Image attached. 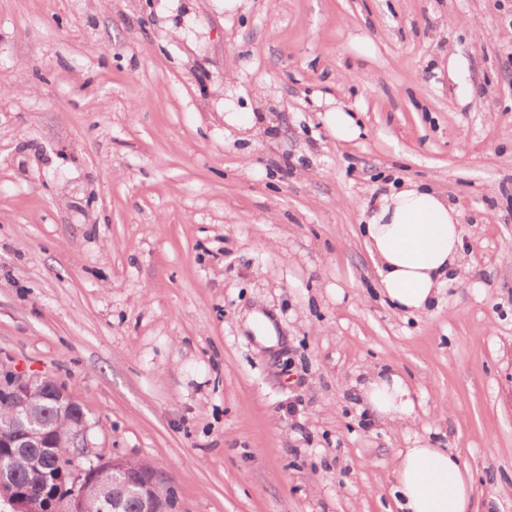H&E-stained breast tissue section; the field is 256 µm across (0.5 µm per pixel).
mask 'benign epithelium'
Here are the masks:
<instances>
[{"instance_id":"obj_1","label":"benign epithelium","mask_w":512,"mask_h":512,"mask_svg":"<svg viewBox=\"0 0 512 512\" xmlns=\"http://www.w3.org/2000/svg\"><path fill=\"white\" fill-rule=\"evenodd\" d=\"M11 386L19 425L0 432V458L25 453L35 461L36 448L51 453L56 460V471L47 476L43 491L47 512H90L82 487L104 480L112 481L120 498L125 491H130L136 498L139 512H159L158 501L169 496V492L165 490L162 474L155 469L135 472L124 460L112 458L100 460L90 469L76 471L73 460L84 455L85 421L71 428L68 439L59 441L44 425L24 423L33 391L42 389L53 401L67 407L73 404L70 391L49 378L17 373L11 376ZM28 497L25 487L13 481L7 472L0 471V506H9L7 512H28Z\"/></svg>"}]
</instances>
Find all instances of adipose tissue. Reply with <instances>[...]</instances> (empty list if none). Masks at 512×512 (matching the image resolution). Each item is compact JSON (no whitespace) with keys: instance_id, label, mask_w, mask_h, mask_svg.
<instances>
[{"instance_id":"1","label":"adipose tissue","mask_w":512,"mask_h":512,"mask_svg":"<svg viewBox=\"0 0 512 512\" xmlns=\"http://www.w3.org/2000/svg\"><path fill=\"white\" fill-rule=\"evenodd\" d=\"M366 251L382 295L399 314L428 312L463 267V228L447 196L416 183L380 194L364 217ZM358 391L376 419H409L411 390L391 371L367 373ZM401 512H469L471 490L457 456L419 446L401 452L394 468Z\"/></svg>"}]
</instances>
